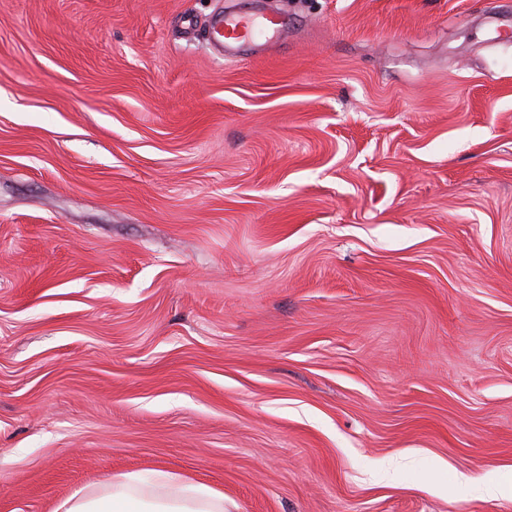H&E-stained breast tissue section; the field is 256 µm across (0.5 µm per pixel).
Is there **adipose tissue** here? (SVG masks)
I'll use <instances>...</instances> for the list:
<instances>
[{"label": "adipose tissue", "instance_id": "adipose-tissue-1", "mask_svg": "<svg viewBox=\"0 0 512 512\" xmlns=\"http://www.w3.org/2000/svg\"><path fill=\"white\" fill-rule=\"evenodd\" d=\"M110 490L101 497L73 495L66 512H224V497L209 487L176 475L161 477L164 493L146 496L136 476L110 478Z\"/></svg>", "mask_w": 512, "mask_h": 512}]
</instances>
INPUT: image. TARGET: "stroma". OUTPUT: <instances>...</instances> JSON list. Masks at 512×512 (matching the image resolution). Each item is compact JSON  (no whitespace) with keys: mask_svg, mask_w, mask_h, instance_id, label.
<instances>
[{"mask_svg":"<svg viewBox=\"0 0 512 512\" xmlns=\"http://www.w3.org/2000/svg\"><path fill=\"white\" fill-rule=\"evenodd\" d=\"M256 3L0 0V512H512V0ZM271 26L277 31L288 28V18L284 16H271L259 12H240L227 15L218 13L210 18L208 31L215 39L214 45L219 54L234 55L244 46L261 49L262 44L254 40V27L258 22ZM163 494L145 496L133 474L108 479L110 491L101 497L75 493L66 512H224V495L209 487L161 474Z\"/></svg>","mask_w":512,"mask_h":512,"instance_id":"1","label":"stroma"}]
</instances>
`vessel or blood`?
Instances as JSON below:
<instances>
[{
	"label": "vessel or blood",
	"instance_id": "b4317fda",
	"mask_svg": "<svg viewBox=\"0 0 512 512\" xmlns=\"http://www.w3.org/2000/svg\"><path fill=\"white\" fill-rule=\"evenodd\" d=\"M260 23L281 31L287 28L288 19L259 12H240L231 15L218 13L211 17L208 30L214 37L218 53L229 56L236 54L243 47L254 46V28Z\"/></svg>",
	"mask_w": 512,
	"mask_h": 512
}]
</instances>
